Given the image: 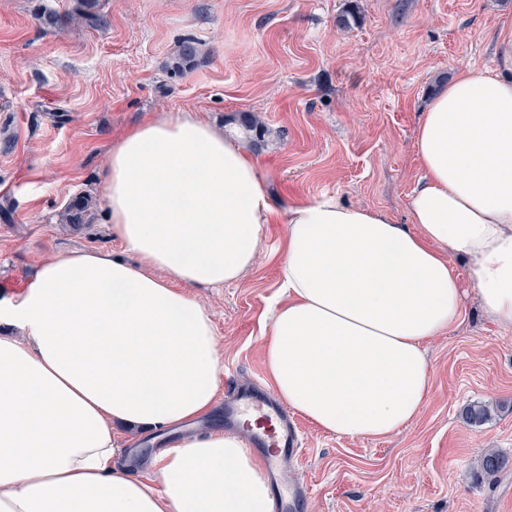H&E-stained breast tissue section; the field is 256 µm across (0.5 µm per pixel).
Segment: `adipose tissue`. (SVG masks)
<instances>
[{
    "mask_svg": "<svg viewBox=\"0 0 512 512\" xmlns=\"http://www.w3.org/2000/svg\"><path fill=\"white\" fill-rule=\"evenodd\" d=\"M492 48L494 69L458 71L423 111L405 224L332 195L280 213L240 142L187 115L119 137L104 190L124 256L44 259L0 302V512H274L238 433L179 436L144 477L119 465L117 437L212 410L224 363L195 291L252 268L263 225L287 224L269 383L322 431L410 424L430 394L424 345L461 322L467 290L512 329L511 21Z\"/></svg>",
    "mask_w": 512,
    "mask_h": 512,
    "instance_id": "1",
    "label": "adipose tissue"
}]
</instances>
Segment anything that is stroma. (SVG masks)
Instances as JSON below:
<instances>
[{
  "label": "stroma",
  "mask_w": 512,
  "mask_h": 512,
  "mask_svg": "<svg viewBox=\"0 0 512 512\" xmlns=\"http://www.w3.org/2000/svg\"><path fill=\"white\" fill-rule=\"evenodd\" d=\"M76 3L0 0L1 301L48 256L120 253L103 172L113 142L147 119L189 114L241 136L280 211L331 194L407 223L422 111L458 70L494 68V27L512 18V0H98L96 25L45 24ZM187 39L197 58L174 70ZM83 193L92 223L58 224ZM285 231L264 225L240 280L197 291L226 378L266 375ZM425 349L430 395L401 432L352 439L300 420L303 512H512V331L471 296L462 321ZM473 402L494 408L478 427L460 416ZM489 448L510 466L482 472Z\"/></svg>",
  "instance_id": "1"
}]
</instances>
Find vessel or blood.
<instances>
[{
    "instance_id": "1",
    "label": "vessel or blood",
    "mask_w": 512,
    "mask_h": 512,
    "mask_svg": "<svg viewBox=\"0 0 512 512\" xmlns=\"http://www.w3.org/2000/svg\"><path fill=\"white\" fill-rule=\"evenodd\" d=\"M224 418L235 425L246 418L256 420V427L249 432V446L260 454L274 480L278 508L280 512H302L309 489L288 481V464L299 459L301 441L287 408L269 396L236 389L230 393Z\"/></svg>"
}]
</instances>
